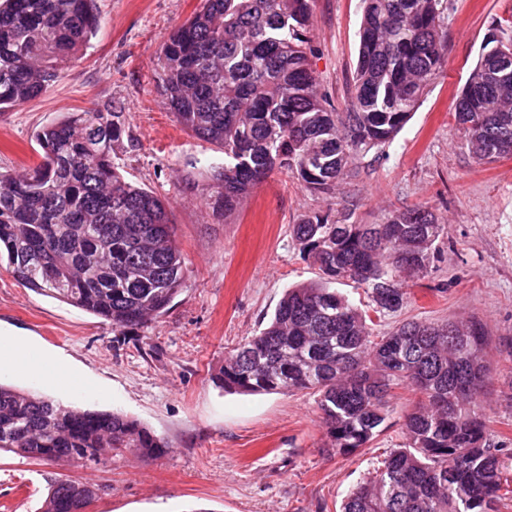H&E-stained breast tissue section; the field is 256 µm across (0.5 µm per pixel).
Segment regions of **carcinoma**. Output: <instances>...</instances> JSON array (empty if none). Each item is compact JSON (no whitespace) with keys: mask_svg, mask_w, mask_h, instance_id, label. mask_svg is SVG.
<instances>
[{"mask_svg":"<svg viewBox=\"0 0 512 512\" xmlns=\"http://www.w3.org/2000/svg\"><path fill=\"white\" fill-rule=\"evenodd\" d=\"M354 92L334 112L318 88L309 37L313 0H203L154 63L167 109L224 154L208 205L234 213L276 170L328 198L352 162L390 142L439 75L444 0H362ZM96 0H0V114L40 95L90 42ZM512 43L485 44L456 104L477 160L512 155V74H492ZM124 133L117 107L75 112L37 131L40 161L0 171V259L27 287L114 328L165 313L184 278L170 213L126 180L112 157ZM445 225L425 207L384 224H340L314 213L290 234L320 279L290 288L270 323L224 359L216 384L240 393L311 390L328 447L347 457L392 427L387 399L409 388L404 442L386 448L341 512H500L512 502V446L490 437L478 398L491 337L466 323L406 320L374 327L410 300L403 279L426 277ZM365 288L361 307L331 284ZM167 445L124 415L78 411L0 384V451L104 464ZM100 486L55 481L40 512H86Z\"/></svg>","mask_w":512,"mask_h":512,"instance_id":"obj_1","label":"carcinoma"}]
</instances>
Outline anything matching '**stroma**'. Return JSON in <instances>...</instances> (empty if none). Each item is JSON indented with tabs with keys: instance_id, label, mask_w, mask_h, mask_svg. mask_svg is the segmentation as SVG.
Listing matches in <instances>:
<instances>
[{
	"instance_id": "1",
	"label": "stroma",
	"mask_w": 512,
	"mask_h": 512,
	"mask_svg": "<svg viewBox=\"0 0 512 512\" xmlns=\"http://www.w3.org/2000/svg\"><path fill=\"white\" fill-rule=\"evenodd\" d=\"M201 0H97L95 37L60 79L0 115V169L38 161L34 133L72 112L122 107L113 152L123 175L168 202L185 279L169 310L133 329L22 286L0 266V349L11 340L62 362L67 379L23 371L0 382L81 410L118 412L164 438L157 458L125 452L95 468L0 453V512H38L61 478L100 485L89 512H337L398 444L411 392L390 401L394 423L376 447L351 457L327 448L313 391L240 394L213 383L225 355L258 334L290 287L318 278L290 236L325 199L275 172L232 215L202 196L206 165L224 161L163 106L154 59ZM361 0H314L310 38L319 88L337 111L351 96ZM445 67L402 131L339 182V220L382 224L393 211L429 207L447 233L434 270L411 282V300L378 332L406 319L486 326L498 349L479 398L493 433L512 439V155L477 162L461 145L455 106L490 39L512 37V0H447Z\"/></svg>"
}]
</instances>
